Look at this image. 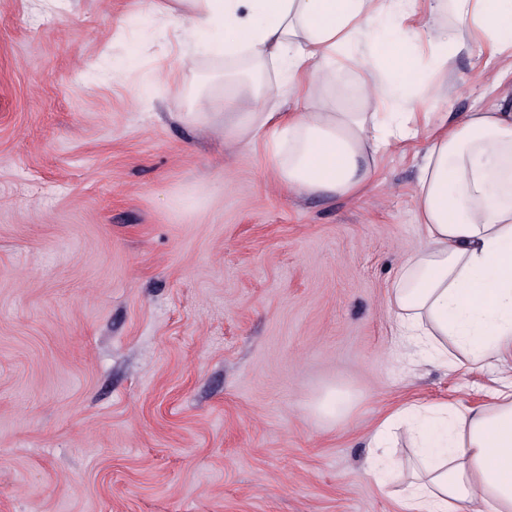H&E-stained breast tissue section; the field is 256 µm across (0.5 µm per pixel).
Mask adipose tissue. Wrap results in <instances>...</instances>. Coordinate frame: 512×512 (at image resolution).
<instances>
[{"label":"adipose tissue","instance_id":"obj_1","mask_svg":"<svg viewBox=\"0 0 512 512\" xmlns=\"http://www.w3.org/2000/svg\"><path fill=\"white\" fill-rule=\"evenodd\" d=\"M172 0L156 12L183 48L245 61L216 74L196 107L224 120L226 148L263 143L285 191L357 197L378 158L425 138L416 184L422 244L407 253L387 302L402 335L424 359L455 368L512 365V66L495 79L490 107L449 119L405 112L415 89L437 100L449 48L488 62L512 58V0ZM405 44L380 39L385 27ZM378 51L351 55L361 36ZM423 45L436 65L414 63L407 44ZM361 76L362 111L331 90ZM406 425L415 448L408 463L377 461V479L404 467L405 512H512V381L488 403L408 404L382 419L369 446L390 444Z\"/></svg>","mask_w":512,"mask_h":512}]
</instances>
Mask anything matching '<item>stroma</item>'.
<instances>
[{
    "label": "stroma",
    "mask_w": 512,
    "mask_h": 512,
    "mask_svg": "<svg viewBox=\"0 0 512 512\" xmlns=\"http://www.w3.org/2000/svg\"><path fill=\"white\" fill-rule=\"evenodd\" d=\"M167 2L0 0V512H403L378 421L501 378L400 358L426 142L359 198L280 192L263 151L188 119L194 83H155ZM450 79L405 108L490 103L466 53ZM331 386L336 422L312 409Z\"/></svg>",
    "instance_id": "stroma-1"
}]
</instances>
